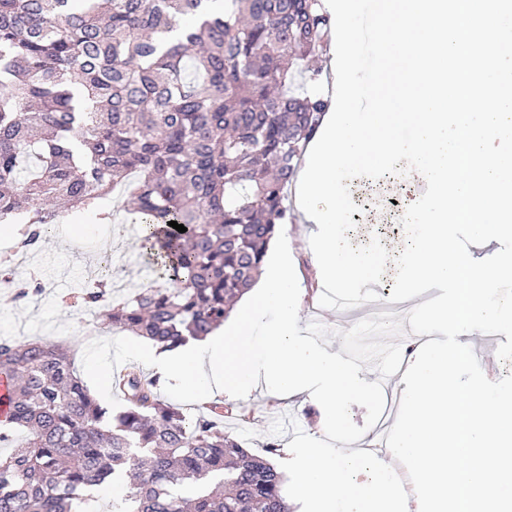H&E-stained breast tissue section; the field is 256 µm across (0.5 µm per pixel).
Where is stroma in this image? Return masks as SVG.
I'll return each mask as SVG.
<instances>
[{"mask_svg":"<svg viewBox=\"0 0 512 512\" xmlns=\"http://www.w3.org/2000/svg\"><path fill=\"white\" fill-rule=\"evenodd\" d=\"M402 208L379 204L370 221L357 224L354 232L358 244L369 242L373 235H380L390 253H398L405 240L400 220ZM86 230L81 238H73L68 224L54 225L42 247L27 255L23 264L15 266L13 276L23 280L37 274L44 284L40 295L32 300L17 303L0 302V339L26 342L47 339L69 347L75 355V368L82 378H89L90 365L101 362L109 366L111 374L121 369H134L144 376H151V369L131 350L135 335L117 329L105 328L93 310L82 312L64 307L61 298L70 293L74 285H86L96 279L99 271L97 241L101 236L112 237V278L120 286L114 289L115 298L122 299L143 288L165 287L164 279L153 271L139 241L128 240V218H115L112 224L98 223L93 215L81 219ZM282 235L288 237L294 249V267L303 294L300 325L319 322L331 335L330 350L341 351L340 331L350 329L359 320L371 315L374 303H365L351 310L321 309V280L317 275L316 260L306 243V226L302 217L282 225ZM236 416L225 418L224 428L237 436L255 453L265 451L268 444L287 447L295 434L286 431L271 434L274 419L289 416L310 436L323 438L320 423L321 404L317 398L284 399L266 389L251 395L234 398Z\"/></svg>","mask_w":512,"mask_h":512,"instance_id":"obj_1","label":"stroma"}]
</instances>
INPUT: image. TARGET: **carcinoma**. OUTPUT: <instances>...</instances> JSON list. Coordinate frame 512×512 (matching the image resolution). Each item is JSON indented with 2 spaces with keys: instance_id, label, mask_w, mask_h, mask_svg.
Masks as SVG:
<instances>
[{
  "instance_id": "1",
  "label": "carcinoma",
  "mask_w": 512,
  "mask_h": 512,
  "mask_svg": "<svg viewBox=\"0 0 512 512\" xmlns=\"http://www.w3.org/2000/svg\"><path fill=\"white\" fill-rule=\"evenodd\" d=\"M0 0V224L16 246L121 187L141 247L172 288L112 300L103 278L65 303L173 350L210 335L255 283L288 223V187L330 98L314 82L333 21L322 0ZM175 221L187 231L168 225ZM12 384L0 512H95L92 490L133 480L116 512H290L268 454L196 418L128 371L112 415L47 340L0 341Z\"/></svg>"
}]
</instances>
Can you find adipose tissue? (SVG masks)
<instances>
[{
  "mask_svg": "<svg viewBox=\"0 0 512 512\" xmlns=\"http://www.w3.org/2000/svg\"><path fill=\"white\" fill-rule=\"evenodd\" d=\"M300 290L289 249L274 251L263 278L232 320L204 342L188 341L177 350L139 346L137 352L176 393L206 396L220 391L233 398L249 394L258 382L285 398L316 390L322 415L337 420L343 399L363 387L347 361L298 336ZM268 321L262 339L253 326Z\"/></svg>",
  "mask_w": 512,
  "mask_h": 512,
  "instance_id": "1",
  "label": "adipose tissue"
}]
</instances>
